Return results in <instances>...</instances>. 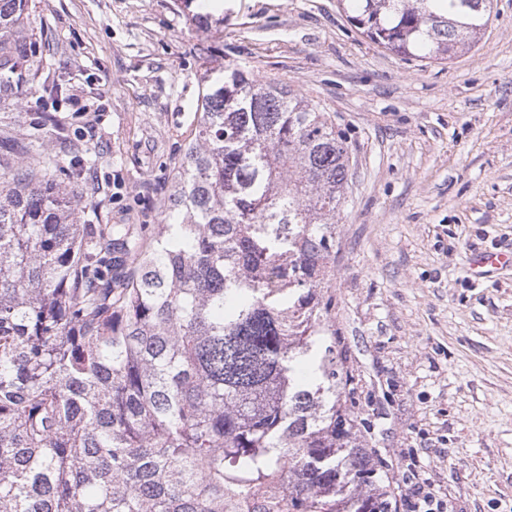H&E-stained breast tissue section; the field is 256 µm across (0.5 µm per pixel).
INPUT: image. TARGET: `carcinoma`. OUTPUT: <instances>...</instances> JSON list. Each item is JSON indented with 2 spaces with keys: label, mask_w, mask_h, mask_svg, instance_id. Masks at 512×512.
<instances>
[{
  "label": "carcinoma",
  "mask_w": 512,
  "mask_h": 512,
  "mask_svg": "<svg viewBox=\"0 0 512 512\" xmlns=\"http://www.w3.org/2000/svg\"><path fill=\"white\" fill-rule=\"evenodd\" d=\"M339 2L403 58L490 21V0ZM24 9L0 0L5 92ZM206 79L145 234L27 176L49 112L0 166V512H391L328 296L347 141L284 83Z\"/></svg>",
  "instance_id": "carcinoma-1"
}]
</instances>
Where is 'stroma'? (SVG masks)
<instances>
[{"label":"stroma","mask_w":512,"mask_h":512,"mask_svg":"<svg viewBox=\"0 0 512 512\" xmlns=\"http://www.w3.org/2000/svg\"><path fill=\"white\" fill-rule=\"evenodd\" d=\"M220 32L183 0H27L32 54L0 129L58 116L38 165L76 181L92 224H158L206 71L288 84L349 146L329 294L357 383L354 411L391 486L430 484L447 512H512V0L448 60L371 42L338 0H219ZM61 83L65 97L42 94ZM468 263L477 274H483L498 265H512V253L510 254H475L468 258ZM486 269V270H483Z\"/></svg>","instance_id":"1"}]
</instances>
